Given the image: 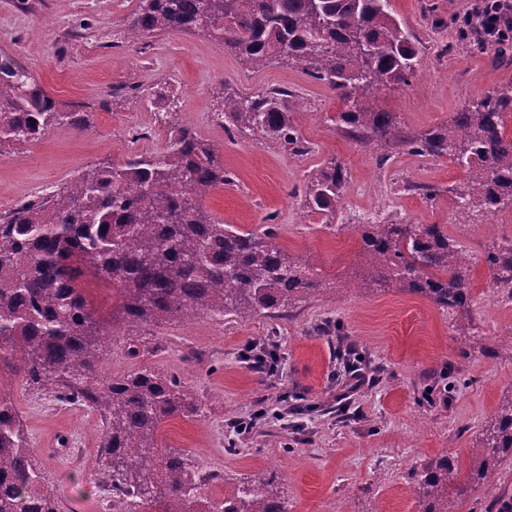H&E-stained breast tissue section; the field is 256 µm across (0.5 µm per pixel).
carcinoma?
Here are the masks:
<instances>
[{
	"mask_svg": "<svg viewBox=\"0 0 512 512\" xmlns=\"http://www.w3.org/2000/svg\"><path fill=\"white\" fill-rule=\"evenodd\" d=\"M201 31L254 67L276 57L329 85L347 109L338 120L352 138L376 149L393 143L465 169L459 211L494 214L512 206V82L454 113L449 126L401 136L393 112L364 111L358 100L390 84L409 83L417 39L399 21L391 0H140L126 30ZM14 60L0 56V148L12 151L56 125L83 129L85 112H63L35 84L24 94ZM291 93L270 89L247 100L224 96V120L235 132L259 134L304 150L292 117ZM224 161L210 141L173 126L162 153L123 164L92 165L44 196L0 215V341L21 352L16 371L61 403L99 413L105 431L99 460L112 492L162 512H286L275 474L240 483L220 504L198 497L202 477L183 450L159 446L162 423L198 417L203 408L178 380L146 369L89 381L99 369L110 331L80 276L87 272L116 289L112 318L128 328L177 323L196 315L221 320L280 313L327 291L276 242L269 225L240 230L213 220L201 199L224 185ZM347 188V171L331 161L307 185L309 212L333 216ZM359 260L364 282L421 295L460 311L459 336L475 335L467 315L469 253L441 224H367ZM493 286L512 298V239L485 253ZM512 458V400L481 429L470 485L489 482ZM448 457L425 465L415 482L422 512H459L467 491L448 490ZM0 512H59L55 488L33 463L27 434L12 403L0 397Z\"/></svg>",
	"mask_w": 512,
	"mask_h": 512,
	"instance_id": "obj_1",
	"label": "carcinoma"
}]
</instances>
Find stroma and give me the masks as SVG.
<instances>
[{
	"label": "stroma",
	"instance_id": "35a3bbf8",
	"mask_svg": "<svg viewBox=\"0 0 512 512\" xmlns=\"http://www.w3.org/2000/svg\"><path fill=\"white\" fill-rule=\"evenodd\" d=\"M473 0H392L420 43L408 84L363 100L396 113L403 134L449 124L454 112L512 80V43L456 45V23ZM136 0H0V55L14 59L67 111L88 113L79 130L53 127L21 153L0 152V214L61 187L89 165H118L162 153L171 126H187L218 146L229 181L202 205L219 222L252 229L271 221L290 257L326 279L330 291L276 316L244 321L205 315L134 331L116 327L99 378L150 369L176 377L206 408L204 416L166 420L160 439L212 473L202 497L226 493L277 472L288 512H420L414 475L448 454L469 468L481 427L512 399V300L492 288L488 245L512 239V208L461 216L455 193L464 169L393 145L390 158L353 140L338 121L344 103L291 62L253 68L200 32H165L128 43ZM282 88L295 95L294 122L308 146L229 136L217 117L223 93L248 98ZM348 174L335 217L308 213L306 184L329 160ZM435 189L427 199L423 188ZM440 224L472 256L470 315L483 349L467 350L458 316L429 299L359 288L358 254L368 220ZM341 325V335L322 326ZM357 343L372 377L337 402L346 378L339 340ZM139 356H130L129 343ZM29 434L31 456L54 486L60 512H109L111 494L97 465L102 422L87 407L63 404L20 375H0ZM255 418L250 434L230 421Z\"/></svg>",
	"mask_w": 512,
	"mask_h": 512
}]
</instances>
